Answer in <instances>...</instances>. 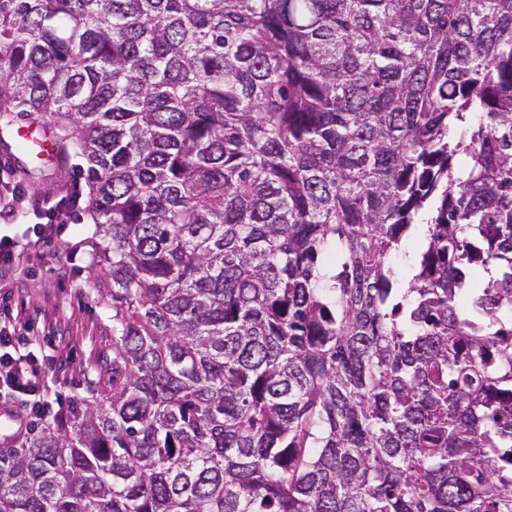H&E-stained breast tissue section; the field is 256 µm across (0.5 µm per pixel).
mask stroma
<instances>
[{
  "mask_svg": "<svg viewBox=\"0 0 512 512\" xmlns=\"http://www.w3.org/2000/svg\"><path fill=\"white\" fill-rule=\"evenodd\" d=\"M82 186L74 167L63 185L50 176L31 181L14 163L0 165V196L9 197L15 210L13 219L0 220V235L65 223L41 253L26 255L15 275L0 279V298L9 297L12 307L22 309L30 334L43 339L46 353L67 364L53 385L68 406L88 395L111 352L112 312L87 283L91 256L66 258L72 242L90 239L93 232L89 219L71 203V192Z\"/></svg>",
  "mask_w": 512,
  "mask_h": 512,
  "instance_id": "1",
  "label": "stroma"
}]
</instances>
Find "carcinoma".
<instances>
[{
	"label": "carcinoma",
	"mask_w": 512,
	"mask_h": 512,
	"mask_svg": "<svg viewBox=\"0 0 512 512\" xmlns=\"http://www.w3.org/2000/svg\"><path fill=\"white\" fill-rule=\"evenodd\" d=\"M19 118L112 356L0 512H512V0H0ZM32 126L20 125L16 128V136L33 141L38 146V157L40 160L48 159L57 155L56 144L50 134L45 133L40 139L34 137Z\"/></svg>",
	"instance_id": "obj_1"
}]
</instances>
